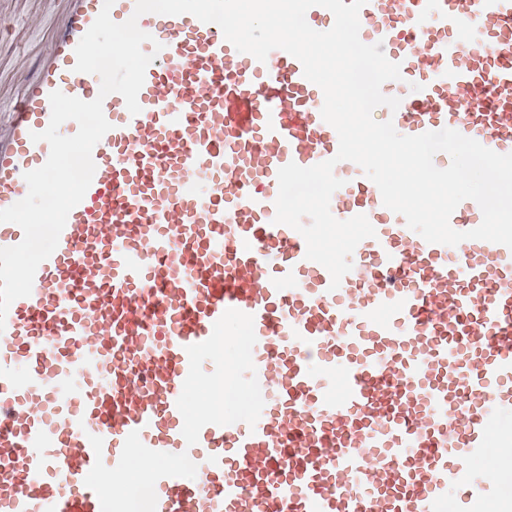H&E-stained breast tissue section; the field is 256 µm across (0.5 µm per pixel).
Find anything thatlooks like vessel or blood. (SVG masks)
<instances>
[{"label": "vessel or blood", "instance_id": "obj_1", "mask_svg": "<svg viewBox=\"0 0 512 512\" xmlns=\"http://www.w3.org/2000/svg\"><path fill=\"white\" fill-rule=\"evenodd\" d=\"M37 71L0 114V209L50 148L49 95L99 97L75 47L104 0H65ZM154 53L139 114L112 128L54 253L0 332V512H126L143 463L149 512H487L512 462V249L426 242L350 161L331 197L366 215L338 288L275 223L277 173L335 157L322 90L276 49L238 52L190 14L135 16ZM362 42L400 63L403 135L453 129L512 153V0H368ZM161 51H154V44ZM482 221L466 200L450 218ZM246 349L248 412L199 393Z\"/></svg>", "mask_w": 512, "mask_h": 512}]
</instances>
